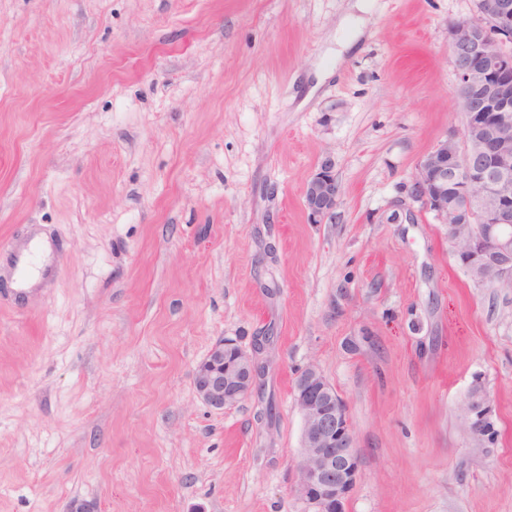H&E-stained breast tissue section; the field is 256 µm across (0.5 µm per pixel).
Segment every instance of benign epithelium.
Returning a JSON list of instances; mask_svg holds the SVG:
<instances>
[{
	"instance_id": "1",
	"label": "benign epithelium",
	"mask_w": 512,
	"mask_h": 512,
	"mask_svg": "<svg viewBox=\"0 0 512 512\" xmlns=\"http://www.w3.org/2000/svg\"><path fill=\"white\" fill-rule=\"evenodd\" d=\"M450 59L458 79L461 133L439 143L419 163L412 190L448 231L454 256L472 280L512 285V0H479L473 18L451 22ZM341 185L328 166L308 182L305 205L315 218L334 213ZM263 343L247 352L216 343L193 373L198 397L222 410L249 398L263 369ZM303 421L295 491L304 512H347L360 473L348 407L310 364L294 385ZM466 427L488 435L492 424L476 397L462 409Z\"/></svg>"
}]
</instances>
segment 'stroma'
I'll list each match as a JSON object with an SVG mask.
<instances>
[{
    "label": "stroma",
    "mask_w": 512,
    "mask_h": 512,
    "mask_svg": "<svg viewBox=\"0 0 512 512\" xmlns=\"http://www.w3.org/2000/svg\"><path fill=\"white\" fill-rule=\"evenodd\" d=\"M364 3L0 0V512H303L311 364L347 403L348 512H512V288L411 196L465 122L448 26L476 0ZM261 337L256 392L202 403L209 349ZM341 195V185L328 166L320 168L308 182L305 205L314 218L331 216ZM462 418L466 427L473 433L489 435L492 424L488 417V410L482 399L476 396L468 401L462 409Z\"/></svg>",
    "instance_id": "35a3bbf8"
}]
</instances>
